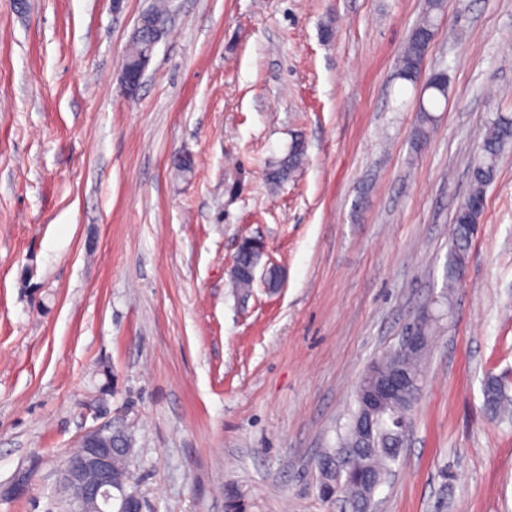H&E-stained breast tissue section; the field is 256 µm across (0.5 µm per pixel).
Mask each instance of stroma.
Wrapping results in <instances>:
<instances>
[{
  "mask_svg": "<svg viewBox=\"0 0 512 512\" xmlns=\"http://www.w3.org/2000/svg\"><path fill=\"white\" fill-rule=\"evenodd\" d=\"M153 2L0 0V512H66L63 460L104 425L133 436L143 512H348L317 459L427 311L376 512H512V421L483 395L492 375L512 397V148L447 290L482 130L512 114V0H446L419 151L397 58L426 0H174L129 100L117 66ZM246 237L277 290L231 288ZM432 80L428 85L425 92L429 91V98L427 104L422 101L419 105V119L418 125L416 126L413 133V146L415 150H420L427 144L430 130L433 128L434 116L432 112L436 110V107L441 99L446 100L448 95V77L445 70H438L433 72ZM428 78V79H429ZM427 79V80H428ZM424 92V93H425ZM423 93V95H424ZM304 158V143L297 138L290 145L287 154L271 166L267 174L268 181L273 185L284 183L303 164Z\"/></svg>",
  "mask_w": 512,
  "mask_h": 512,
  "instance_id": "1",
  "label": "stroma"
}]
</instances>
